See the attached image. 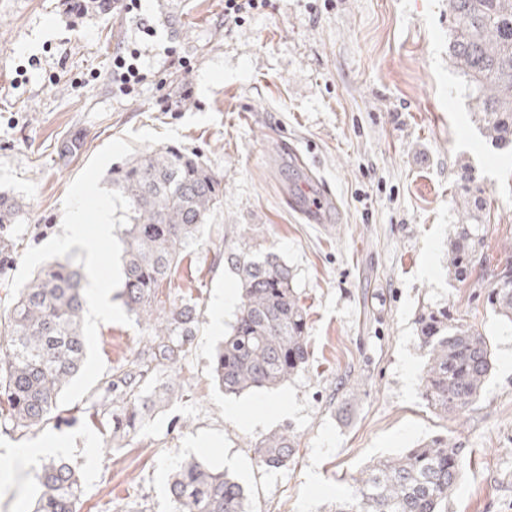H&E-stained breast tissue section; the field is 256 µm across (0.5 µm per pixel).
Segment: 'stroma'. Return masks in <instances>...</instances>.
<instances>
[{
	"label": "stroma",
	"mask_w": 512,
	"mask_h": 512,
	"mask_svg": "<svg viewBox=\"0 0 512 512\" xmlns=\"http://www.w3.org/2000/svg\"><path fill=\"white\" fill-rule=\"evenodd\" d=\"M138 0L133 11L68 15L62 0H0V192L21 199L14 259L0 272V314L29 248L61 233L71 182L108 142L141 155L197 152L224 183L222 205L183 255L173 296L197 303L199 329L172 375L178 388L134 438L113 442L89 397L63 421L26 432L0 426V512H32L41 463L4 461L49 437L68 440L82 483L79 512H173L168 477L202 457L248 494L249 512H330L375 458L445 435L468 463L447 512H512V325L484 285L512 247V156L481 135L464 75L448 58V0H266L225 23L224 0ZM151 34H144L143 25ZM137 50L143 80H112L117 53ZM189 91L186 108L173 107ZM83 147L69 162L57 150ZM485 199L484 258L467 282L448 274L463 213V176ZM336 199L322 223L288 205L321 187ZM272 251L306 306L309 367L273 390L227 395L212 378L236 306L215 327L216 301L238 285L227 256ZM447 304L493 346L481 400L441 419L420 394L421 306ZM140 321L103 323L107 372L141 350ZM290 429L296 453L268 470L251 446Z\"/></svg>",
	"instance_id": "stroma-1"
}]
</instances>
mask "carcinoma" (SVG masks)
Wrapping results in <instances>:
<instances>
[{"label": "carcinoma", "mask_w": 512, "mask_h": 512, "mask_svg": "<svg viewBox=\"0 0 512 512\" xmlns=\"http://www.w3.org/2000/svg\"><path fill=\"white\" fill-rule=\"evenodd\" d=\"M71 15H110L113 0H64ZM450 60L466 78L484 137L500 150L512 147V0H448ZM464 178L467 219L448 241V274L466 281L482 254L485 225L478 191ZM112 189L130 201L123 226L121 300L126 312L148 323L150 339L103 383L112 402V439L138 434L148 412L175 393L155 385L157 374L177 365L199 324L196 304L166 293L179 258L195 244L224 197L223 180L199 155L164 146L112 168ZM24 216L20 200L0 193V229ZM241 288L231 331L216 354L213 374L226 394L283 385L310 362L307 312L293 288L288 265L272 253L239 251L228 256ZM82 266L54 261L22 288L0 320V398L9 413L3 424L24 432L56 417L59 396L86 356L82 334ZM487 301L512 324V258L492 270ZM416 339L427 363L421 397L438 416L458 414L479 400L492 368L493 349L484 336L447 306H426L415 318ZM295 435L286 428L253 446L256 462L285 466ZM464 449L446 436L372 461L334 512H445L465 467ZM33 512H76L81 490L64 462L42 468ZM174 512H247L245 489L225 471L192 458L169 477Z\"/></svg>", "instance_id": "carcinoma-1"}]
</instances>
